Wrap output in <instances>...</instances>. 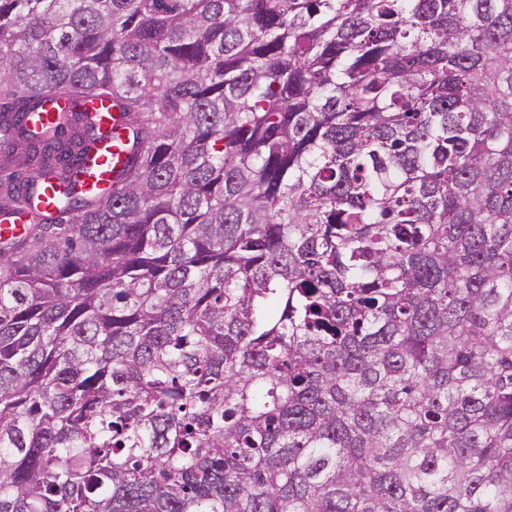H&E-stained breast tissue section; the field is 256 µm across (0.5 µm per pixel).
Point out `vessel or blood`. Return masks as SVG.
<instances>
[{"mask_svg": "<svg viewBox=\"0 0 512 512\" xmlns=\"http://www.w3.org/2000/svg\"><path fill=\"white\" fill-rule=\"evenodd\" d=\"M68 109L67 101L51 96L37 110L24 112L23 117L28 123L40 124L47 117ZM87 109L88 121L95 126L96 131L84 139L78 157L70 162L66 171L69 186L83 199L111 189L129 154V141L117 123V113L112 107L111 98L105 97L89 103ZM59 189L58 181L47 179L29 181L24 185L25 193L33 195L41 207Z\"/></svg>", "mask_w": 512, "mask_h": 512, "instance_id": "obj_1", "label": "vessel or blood"}]
</instances>
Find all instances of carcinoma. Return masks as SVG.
Wrapping results in <instances>:
<instances>
[{
	"label": "carcinoma",
	"instance_id": "carcinoma-1",
	"mask_svg": "<svg viewBox=\"0 0 512 512\" xmlns=\"http://www.w3.org/2000/svg\"><path fill=\"white\" fill-rule=\"evenodd\" d=\"M3 93L0 512H512V0H0ZM69 110L70 107L67 101L53 96H48L37 110L33 112L25 111L22 112V115L26 122L30 124H40L46 121V117H53L56 112H68ZM88 121L95 126L83 141L80 154L68 165L69 186L85 200L104 190L112 191L116 175L128 159L127 134L117 124L112 99L105 97L87 105ZM100 133L106 136L97 135ZM23 191L27 194L33 195L38 206L45 210L47 207V201L53 197L55 192H58L61 188L60 184L56 180H37V181H26L23 182Z\"/></svg>",
	"mask_w": 512,
	"mask_h": 512
}]
</instances>
